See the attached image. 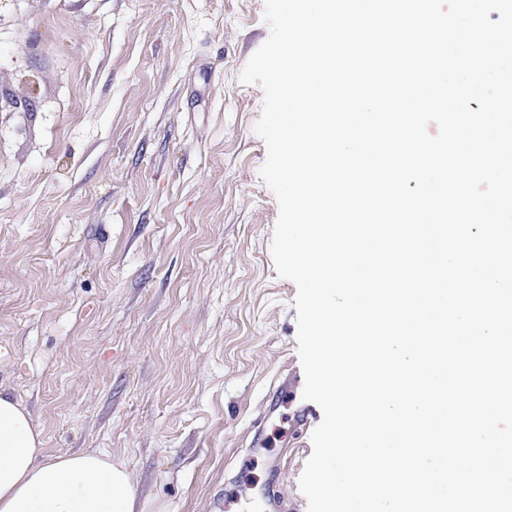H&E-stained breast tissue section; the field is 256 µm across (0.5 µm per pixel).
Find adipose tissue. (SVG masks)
I'll return each instance as SVG.
<instances>
[{
    "label": "adipose tissue",
    "mask_w": 512,
    "mask_h": 512,
    "mask_svg": "<svg viewBox=\"0 0 512 512\" xmlns=\"http://www.w3.org/2000/svg\"><path fill=\"white\" fill-rule=\"evenodd\" d=\"M0 512H144L123 463L99 453L46 456L26 409L0 392Z\"/></svg>",
    "instance_id": "adipose-tissue-1"
}]
</instances>
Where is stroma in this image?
I'll return each instance as SVG.
<instances>
[{
    "instance_id": "35a3bbf8",
    "label": "stroma",
    "mask_w": 512,
    "mask_h": 512,
    "mask_svg": "<svg viewBox=\"0 0 512 512\" xmlns=\"http://www.w3.org/2000/svg\"><path fill=\"white\" fill-rule=\"evenodd\" d=\"M264 0H0V391L146 512H307L322 420L272 261Z\"/></svg>"
}]
</instances>
